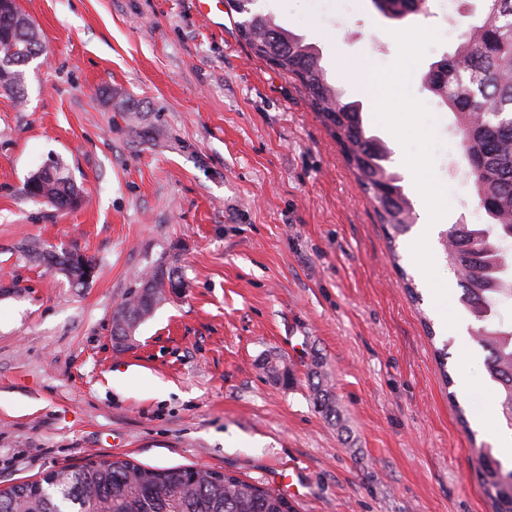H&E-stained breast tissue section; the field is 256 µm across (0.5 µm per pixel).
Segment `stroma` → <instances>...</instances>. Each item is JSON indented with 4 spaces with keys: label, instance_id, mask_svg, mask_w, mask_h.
<instances>
[{
    "label": "stroma",
    "instance_id": "obj_1",
    "mask_svg": "<svg viewBox=\"0 0 512 512\" xmlns=\"http://www.w3.org/2000/svg\"><path fill=\"white\" fill-rule=\"evenodd\" d=\"M19 5L44 51L24 68V105L0 92V487L109 458L274 487L288 474L292 512H494L475 448L506 422L482 348L454 333L470 315L439 241L485 214L455 178L456 116L421 84L482 0H457L444 28L372 0L254 5L317 46L389 148L415 223L432 227L393 245L304 89L251 54L235 12ZM358 69L380 89L363 92ZM52 159L81 186L77 209L25 196ZM26 242L78 250L96 273L72 287ZM159 264L181 285L117 351L113 309ZM270 355L291 385L263 370ZM315 371L339 420L313 404Z\"/></svg>",
    "mask_w": 512,
    "mask_h": 512
}]
</instances>
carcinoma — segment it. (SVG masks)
Instances as JSON below:
<instances>
[{
    "label": "carcinoma",
    "mask_w": 512,
    "mask_h": 512,
    "mask_svg": "<svg viewBox=\"0 0 512 512\" xmlns=\"http://www.w3.org/2000/svg\"><path fill=\"white\" fill-rule=\"evenodd\" d=\"M253 0H232L230 9L248 18L237 23L252 54L293 78L311 106L332 130L361 189L375 204L390 243L412 226L411 206L401 177L389 170L390 150L369 133L362 106L344 102L328 84L317 50L261 12ZM386 16L402 20L424 13L421 0H387ZM33 22L23 12L0 19V61L42 55ZM21 69L0 72V89L24 98ZM429 91L455 112L461 146L469 164L486 224H453L442 241L443 259L459 276L461 305L473 317L472 332L487 352L486 375L497 385V414L512 426V322L501 309L512 302V263L502 243L512 241V0H484V15L469 23L454 53L432 65L424 76ZM40 183L28 178L24 194L38 201L52 195L64 210L82 198L65 164ZM174 271L159 265L131 290L112 314V329L132 314L147 320L166 289L175 288ZM313 403L325 418L339 419L335 402L313 385ZM484 486L495 512H512V469L506 470L489 449H479ZM0 512H291L279 490L219 471L194 467L154 468L127 460H91L64 467L51 476L0 490Z\"/></svg>",
    "instance_id": "1"
}]
</instances>
